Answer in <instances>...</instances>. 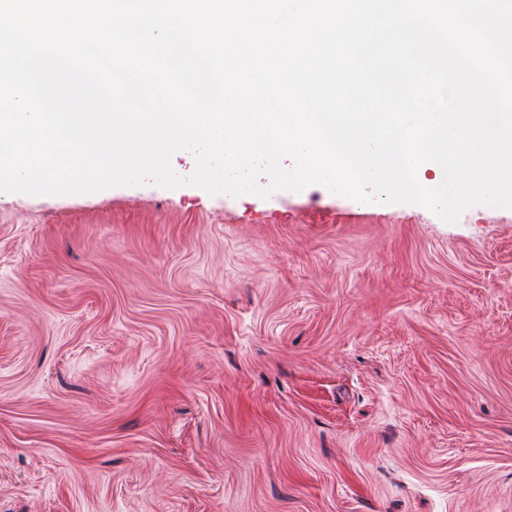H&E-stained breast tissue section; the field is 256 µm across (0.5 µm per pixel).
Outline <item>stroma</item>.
Returning <instances> with one entry per match:
<instances>
[{"instance_id":"1","label":"stroma","mask_w":512,"mask_h":512,"mask_svg":"<svg viewBox=\"0 0 512 512\" xmlns=\"http://www.w3.org/2000/svg\"><path fill=\"white\" fill-rule=\"evenodd\" d=\"M0 512H512V209L0 193Z\"/></svg>"}]
</instances>
